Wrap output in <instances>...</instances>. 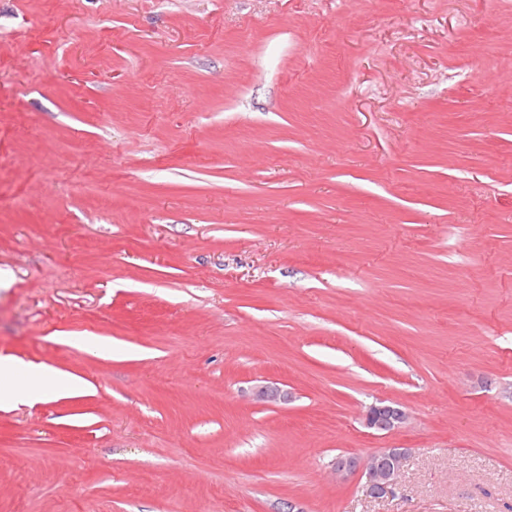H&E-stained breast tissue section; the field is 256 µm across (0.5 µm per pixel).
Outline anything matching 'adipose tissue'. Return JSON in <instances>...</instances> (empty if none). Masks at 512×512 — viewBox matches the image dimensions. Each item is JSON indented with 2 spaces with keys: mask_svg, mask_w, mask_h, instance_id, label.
Returning <instances> with one entry per match:
<instances>
[{
  "mask_svg": "<svg viewBox=\"0 0 512 512\" xmlns=\"http://www.w3.org/2000/svg\"><path fill=\"white\" fill-rule=\"evenodd\" d=\"M72 377L26 365L20 360L0 358V408H11L44 398L48 392L69 388Z\"/></svg>",
  "mask_w": 512,
  "mask_h": 512,
  "instance_id": "ef3b65f1",
  "label": "adipose tissue"
}]
</instances>
